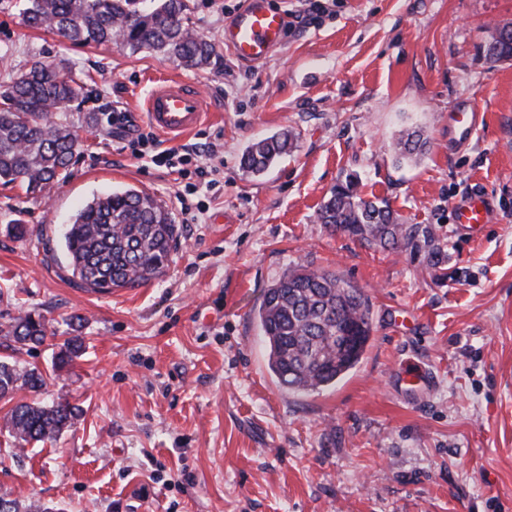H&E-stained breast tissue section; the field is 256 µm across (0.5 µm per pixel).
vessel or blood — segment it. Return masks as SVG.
<instances>
[{"instance_id":"vessel-or-blood-1","label":"vessel or blood","mask_w":512,"mask_h":512,"mask_svg":"<svg viewBox=\"0 0 512 512\" xmlns=\"http://www.w3.org/2000/svg\"><path fill=\"white\" fill-rule=\"evenodd\" d=\"M287 16L269 6L268 0H247L224 27V44L241 62L265 61L284 39ZM149 122L163 134H181L196 128L206 110L204 96L193 85L164 80L150 92L144 103ZM458 221L469 228L484 224L487 201L474 194L455 206Z\"/></svg>"}]
</instances>
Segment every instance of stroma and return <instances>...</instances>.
Returning <instances> with one entry per match:
<instances>
[{"label": "stroma", "mask_w": 512, "mask_h": 512, "mask_svg": "<svg viewBox=\"0 0 512 512\" xmlns=\"http://www.w3.org/2000/svg\"><path fill=\"white\" fill-rule=\"evenodd\" d=\"M190 6L189 27L214 48L203 68L63 43L26 27L19 0H0L14 70L61 61L94 79L68 114L80 153L67 178L35 197L0 186V326L32 312L50 332L40 346L0 344V358L43 372L42 401L80 409L55 440L24 444L0 402V495L56 512H512V61L483 50L487 27L512 24V0H328L258 64L224 46L241 0ZM161 79L207 99L203 124L163 147L224 145L210 162L224 189L204 197L197 224L182 221L174 174L112 133L116 110L149 131L143 103ZM458 107L477 113L465 139L448 126ZM286 129L293 149L263 176L244 172V148ZM406 130L428 141L414 160L393 151ZM353 177L433 232L443 263L319 224L324 198ZM129 188L178 226L167 271L109 294L78 288L65 225ZM474 193L490 211L470 233L455 204ZM298 265L336 272L372 306L360 363L310 394L270 372L256 319L266 289ZM75 333L84 354L53 372ZM407 361L430 382L404 384Z\"/></svg>", "instance_id": "stroma-1"}]
</instances>
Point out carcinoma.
<instances>
[{
    "mask_svg": "<svg viewBox=\"0 0 512 512\" xmlns=\"http://www.w3.org/2000/svg\"><path fill=\"white\" fill-rule=\"evenodd\" d=\"M188 0H23L25 24L49 30L74 44L143 48L175 58L188 68L210 63L213 48L186 23ZM493 63L512 60V26L494 28L485 40ZM89 82L63 64L32 62L25 71H0V183L37 195L60 181L77 155L78 136L68 121L73 105L88 99ZM426 138L404 133L394 150L400 157L422 154ZM291 137L282 132L252 143L242 169L260 174L288 153ZM353 179L335 187L317 214L318 223L369 245L419 247L413 228L386 205L361 197ZM177 225L153 196L136 189L96 197L66 225L62 242L72 277L93 292L135 288L161 276L177 247ZM268 350V367L294 392H318L334 384L361 360L371 339L372 309L364 291L328 271L299 267L268 288L257 311ZM354 336L341 345L336 336ZM0 336L20 345L45 342L47 327L30 312ZM85 351L83 337L67 338L55 355L61 372ZM46 385L36 368L0 360V400L20 389L40 392ZM77 408L68 402H20L9 410L12 436L24 443L55 439L70 427Z\"/></svg>",
    "mask_w": 512,
    "mask_h": 512,
    "instance_id": "carcinoma-1",
    "label": "carcinoma"
}]
</instances>
